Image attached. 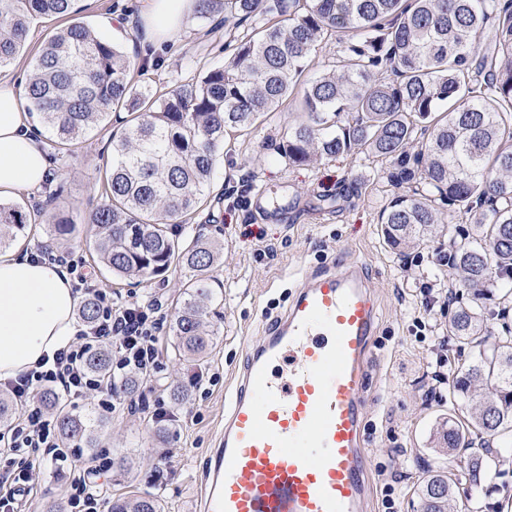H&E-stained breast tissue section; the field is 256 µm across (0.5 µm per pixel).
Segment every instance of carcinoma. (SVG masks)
Instances as JSON below:
<instances>
[{
  "mask_svg": "<svg viewBox=\"0 0 512 512\" xmlns=\"http://www.w3.org/2000/svg\"><path fill=\"white\" fill-rule=\"evenodd\" d=\"M74 2L0 0V69L24 47L33 20L70 18ZM217 10L250 27L224 65L194 84L136 86L117 46L71 22L49 37L25 86L29 110L59 150L126 111L91 215L95 253L113 278L138 285L176 265L191 272L173 325L176 356L205 362L215 336L207 280L223 244L203 239L191 220L207 205L217 152L300 88L301 120L276 153L298 166L360 154L388 161L398 192L381 212L385 244L399 251L446 235L458 276L451 287L477 301L502 288L499 303L512 302V0H197L198 17ZM332 38L339 50L329 68L305 79L313 51ZM445 209L471 216L470 231L456 238L443 226ZM28 223L20 207L0 203V248ZM448 333L476 351L449 398L469 394L474 407L463 421L440 422L433 442L449 453L475 432L498 440L466 464L465 480L477 486L512 456V327L492 340L485 312L462 307ZM87 367L106 374L107 353L92 351ZM47 400L66 441L95 447L81 416ZM458 483L429 471L418 487L422 512H448ZM163 510L150 495L110 502V512Z\"/></svg>",
  "mask_w": 512,
  "mask_h": 512,
  "instance_id": "1",
  "label": "carcinoma"
}]
</instances>
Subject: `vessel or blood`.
<instances>
[{"label": "vessel or blood", "instance_id": "obj_1", "mask_svg": "<svg viewBox=\"0 0 512 512\" xmlns=\"http://www.w3.org/2000/svg\"><path fill=\"white\" fill-rule=\"evenodd\" d=\"M378 310L363 263L306 275L248 348L205 512H367L363 393Z\"/></svg>", "mask_w": 512, "mask_h": 512}]
</instances>
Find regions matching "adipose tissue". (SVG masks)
I'll return each mask as SVG.
<instances>
[{
    "label": "adipose tissue",
    "instance_id": "ef3b65f1",
    "mask_svg": "<svg viewBox=\"0 0 512 512\" xmlns=\"http://www.w3.org/2000/svg\"><path fill=\"white\" fill-rule=\"evenodd\" d=\"M193 2L142 0L139 20L146 38L157 40L177 30ZM48 167L19 85L0 78V197L41 189ZM78 303L72 280L59 265L0 254V380L35 369L68 348L75 339Z\"/></svg>",
    "mask_w": 512,
    "mask_h": 512
}]
</instances>
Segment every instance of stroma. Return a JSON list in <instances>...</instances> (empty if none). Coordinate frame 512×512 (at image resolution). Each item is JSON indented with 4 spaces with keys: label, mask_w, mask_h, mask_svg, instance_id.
<instances>
[{
    "label": "stroma",
    "mask_w": 512,
    "mask_h": 512,
    "mask_svg": "<svg viewBox=\"0 0 512 512\" xmlns=\"http://www.w3.org/2000/svg\"><path fill=\"white\" fill-rule=\"evenodd\" d=\"M76 7L79 21L124 52L142 86L196 82L208 68L223 64L231 40V27L220 13L205 20L189 16L171 37L145 46L138 28L116 38L107 24L111 18L130 21L137 13L135 0H77ZM64 25L61 19L33 21L23 51L0 75L26 83L43 44ZM298 113L297 103L281 106L249 139L225 144L218 154L205 190L209 205L197 218L204 238L224 245L209 282L217 296L209 319L218 334L200 367L178 359L171 347L170 324L188 271L176 267L165 281L135 287L113 279L96 259L89 219L102 201L100 175L112 163L111 120L88 131L72 150L48 148L50 171L41 190L23 189L14 197L24 210L39 213L25 229L22 249L68 254L92 273L95 287L131 301L154 297L162 303V372L140 377L135 392L123 395V409L114 413L101 411L89 399L69 405L91 426L98 447L132 461L130 475H111L109 497L156 493L166 512H201L208 461L224 429L231 371L241 365L246 345L260 336L264 323L287 305L294 276L330 268L340 255L366 264L378 308L371 382L364 392L370 512H385L383 487L388 483L396 488L397 512H420L417 486L428 471L460 473L471 454L482 451L481 434L471 435V447L448 455L434 448L437 422L466 414L468 405L461 397L449 402L447 385L435 384L427 373L439 352L448 357L445 377L465 371L471 350L448 338L445 328L460 306L471 303V295L456 289L453 300L424 311L417 283L406 279L402 269L439 272V244L429 240L401 255L385 245L380 213L393 193L386 180L388 162L353 155L291 166L276 159L273 147L284 140ZM276 196L290 200L288 210L271 212L269 200ZM57 212L77 226L69 240L56 239L50 231ZM199 372L205 382L197 386L192 378ZM157 385L168 390L179 385L187 393L177 406L181 423L169 427L164 440L151 420ZM450 508L512 512V459L489 472L480 486L455 494Z\"/></svg>",
    "instance_id": "obj_1"
}]
</instances>
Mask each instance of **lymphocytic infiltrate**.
Instances as JSON below:
<instances>
[{
  "label": "lymphocytic infiltrate",
  "mask_w": 512,
  "mask_h": 512,
  "mask_svg": "<svg viewBox=\"0 0 512 512\" xmlns=\"http://www.w3.org/2000/svg\"><path fill=\"white\" fill-rule=\"evenodd\" d=\"M35 257L64 266L85 283V293L96 304L98 315L94 321L78 322L74 343L59 351L48 366L0 381V391L8 393L20 408L13 421L0 427V512H22L23 500L37 489L46 465L75 454L74 449L63 447L55 417L42 401L44 393L52 392L65 400L92 398L111 413L120 402L116 380L160 366V301L113 298L111 293L91 286L90 275L69 255L41 249ZM94 347L108 350L110 379L87 369V353ZM111 467L104 452L94 464L72 466L64 484L65 512H103L106 490L101 477Z\"/></svg>",
  "instance_id": "f902f5d3"
}]
</instances>
